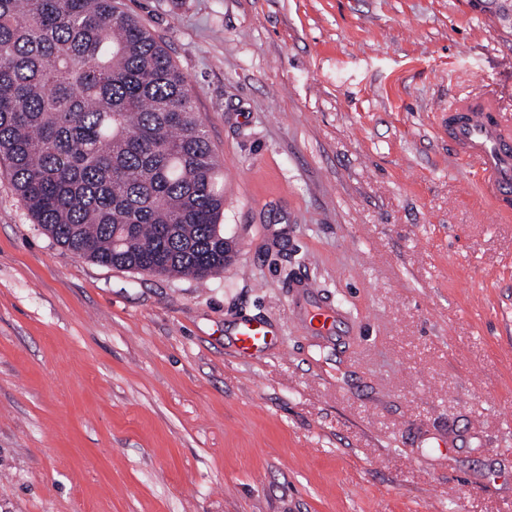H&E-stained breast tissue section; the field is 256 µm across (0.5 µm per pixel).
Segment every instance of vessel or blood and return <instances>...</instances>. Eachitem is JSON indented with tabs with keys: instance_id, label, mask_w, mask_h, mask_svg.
Wrapping results in <instances>:
<instances>
[{
	"instance_id": "vessel-or-blood-1",
	"label": "vessel or blood",
	"mask_w": 512,
	"mask_h": 512,
	"mask_svg": "<svg viewBox=\"0 0 512 512\" xmlns=\"http://www.w3.org/2000/svg\"><path fill=\"white\" fill-rule=\"evenodd\" d=\"M441 122L449 144L478 166L497 211L511 213L512 121L504 118L491 99L481 98L449 108L442 113ZM308 299V289H296L295 305L305 310L311 328L322 336L333 334L341 321L340 312L330 308L309 310ZM233 346L244 359L285 351L278 329L269 322L249 317L237 322Z\"/></svg>"
}]
</instances>
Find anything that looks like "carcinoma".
<instances>
[{"mask_svg":"<svg viewBox=\"0 0 512 512\" xmlns=\"http://www.w3.org/2000/svg\"><path fill=\"white\" fill-rule=\"evenodd\" d=\"M0 160L76 255L199 280L224 269L221 164L188 78L120 0H0Z\"/></svg>","mask_w":512,"mask_h":512,"instance_id":"cac0c4a2","label":"carcinoma"}]
</instances>
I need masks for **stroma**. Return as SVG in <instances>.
I'll return each mask as SVG.
<instances>
[{
    "instance_id": "obj_1",
    "label": "stroma",
    "mask_w": 512,
    "mask_h": 512,
    "mask_svg": "<svg viewBox=\"0 0 512 512\" xmlns=\"http://www.w3.org/2000/svg\"><path fill=\"white\" fill-rule=\"evenodd\" d=\"M124 4L189 79L230 258L98 265L0 162V512H512V218L436 121L512 116V0ZM244 315L287 354L238 359ZM295 306L302 311L309 322L311 328L320 336H329L337 330L341 321V313L338 310L330 308H317V310L309 311L308 288H295Z\"/></svg>"
}]
</instances>
